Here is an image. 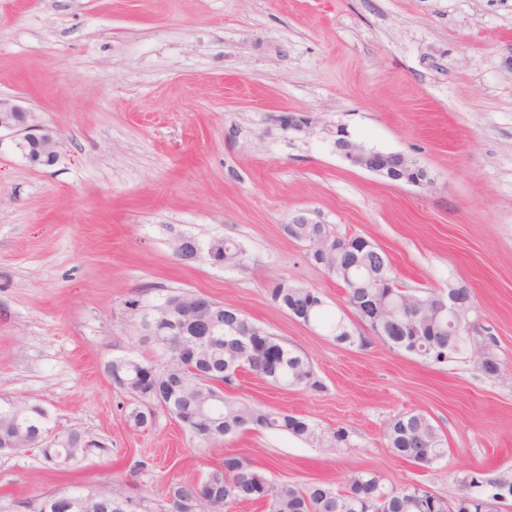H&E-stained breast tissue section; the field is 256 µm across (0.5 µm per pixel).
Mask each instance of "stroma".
<instances>
[{"instance_id":"1","label":"stroma","mask_w":512,"mask_h":512,"mask_svg":"<svg viewBox=\"0 0 512 512\" xmlns=\"http://www.w3.org/2000/svg\"><path fill=\"white\" fill-rule=\"evenodd\" d=\"M0 97L56 130L60 153L34 168L0 139V404L41 406L56 431L108 444L66 470L37 448L0 455V512L91 489L164 512L170 483L228 455L279 484L342 488L367 471L445 497L457 474L512 476V0H0ZM287 113L311 130H282ZM339 123L407 155L426 182L350 166L325 135ZM300 213L371 240L411 292L469 288L485 351L438 364L292 318L273 284L317 289L361 327L342 283L286 233ZM179 233L231 239L245 264H182ZM172 291L238 309L322 384L282 390L245 371L228 396L347 428L348 447L265 429L204 445L164 417L133 429L105 365L149 353L126 301ZM407 412L448 437L433 469L387 446Z\"/></svg>"}]
</instances>
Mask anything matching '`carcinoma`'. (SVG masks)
Masks as SVG:
<instances>
[{
  "label": "carcinoma",
  "instance_id": "obj_1",
  "mask_svg": "<svg viewBox=\"0 0 512 512\" xmlns=\"http://www.w3.org/2000/svg\"><path fill=\"white\" fill-rule=\"evenodd\" d=\"M323 232L317 224H297L287 228L290 237L307 242ZM224 244V259L230 266H241L245 261L242 248L234 241L220 238ZM388 267L387 255L378 246L369 248L361 265L346 273L334 274L346 289V302L353 312L365 300L384 301L392 311L393 319L387 324L385 341L389 347L436 363H448L464 357L470 350L466 337L452 335L448 316L435 308L437 293L415 294L404 288H386L381 269ZM273 303L298 320L310 319V325L321 329L336 343L346 346L363 345L366 338L354 333L342 315L328 312L327 305L314 288L296 283L278 282L269 288ZM411 299L420 315L427 320L413 327L411 315L404 308V300ZM128 308L139 307L140 340L152 348L165 368L157 371L158 378L152 389L142 387L137 374L140 367L153 364V360L120 357L105 368L112 383L130 397L128 421L140 429L160 417L184 419L183 427L205 444H212L237 432L257 427L284 432L305 443L320 442L318 427L303 418L273 413L228 397L224 389L236 379L225 374L227 369H247L271 384L283 389L293 387L319 388L309 360L262 327L250 323L234 308L216 303L213 313L224 323V335L213 339L202 338L193 326L171 329V325L158 324L154 335L146 329L144 311L153 308L139 299L126 302ZM262 335L268 347L276 351V363L268 367L257 355L242 354L235 338L229 335L231 326ZM34 436L33 444L42 442L49 428V416L40 406L26 405L16 414L11 403L0 405V451L16 438L18 429ZM69 446L42 450L44 459L51 464H76L90 449L85 447L84 434L76 429L68 431ZM391 452L421 469H431L448 454L447 437L423 413L411 412L394 419L386 432ZM202 482L214 493V499L201 504L187 503L186 512H219L230 504L262 502L269 512H376L377 500L386 496L384 512H431L430 502L421 495L415 483L388 486L376 474L359 472L351 476L345 489L321 482L303 485H276L267 474L249 462L239 467L223 465L207 472ZM458 493L452 498L439 497L442 512L453 505L455 512H493L490 494L500 484L480 472H469L456 478ZM63 494L44 496L38 512H65ZM96 512H130L129 504L109 490L102 491L96 500Z\"/></svg>",
  "mask_w": 512,
  "mask_h": 512
}]
</instances>
